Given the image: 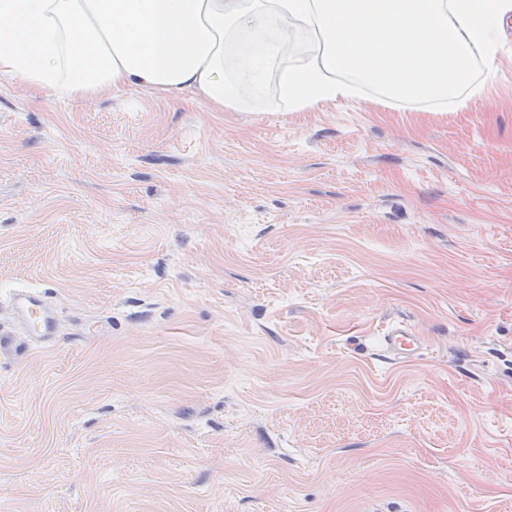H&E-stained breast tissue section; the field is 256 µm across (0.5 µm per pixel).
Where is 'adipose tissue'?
Instances as JSON below:
<instances>
[{"instance_id":"obj_1","label":"adipose tissue","mask_w":512,"mask_h":512,"mask_svg":"<svg viewBox=\"0 0 512 512\" xmlns=\"http://www.w3.org/2000/svg\"><path fill=\"white\" fill-rule=\"evenodd\" d=\"M512 0H0V76L58 99L127 88L214 111L243 107L233 37L276 36L273 112H307L379 85L388 102L480 95Z\"/></svg>"}]
</instances>
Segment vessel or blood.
<instances>
[{"label":"vessel or blood","mask_w":512,"mask_h":512,"mask_svg":"<svg viewBox=\"0 0 512 512\" xmlns=\"http://www.w3.org/2000/svg\"><path fill=\"white\" fill-rule=\"evenodd\" d=\"M19 331L0 326V356L14 352L17 336L42 347L51 346L57 336L58 316L43 292L36 288L13 290L6 299ZM423 347V338L406 320L389 323L381 332L378 349L387 359L398 361L413 357Z\"/></svg>","instance_id":"b4317fda"}]
</instances>
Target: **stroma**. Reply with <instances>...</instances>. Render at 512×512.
<instances>
[{
  "label": "stroma",
  "mask_w": 512,
  "mask_h": 512,
  "mask_svg": "<svg viewBox=\"0 0 512 512\" xmlns=\"http://www.w3.org/2000/svg\"><path fill=\"white\" fill-rule=\"evenodd\" d=\"M458 108L0 77V512H512V27ZM414 324L412 360L371 355ZM6 305L22 332L6 330L0 325V356L15 352L16 335L26 336L29 342L41 347L54 343L58 333V316L43 292L36 288L14 289L8 295Z\"/></svg>",
  "instance_id": "obj_1"
}]
</instances>
